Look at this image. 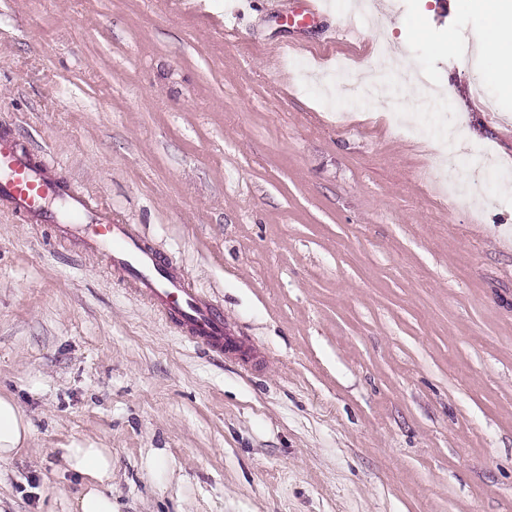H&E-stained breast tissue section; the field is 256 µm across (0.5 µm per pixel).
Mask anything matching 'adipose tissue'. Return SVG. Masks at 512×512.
I'll return each instance as SVG.
<instances>
[{
	"mask_svg": "<svg viewBox=\"0 0 512 512\" xmlns=\"http://www.w3.org/2000/svg\"><path fill=\"white\" fill-rule=\"evenodd\" d=\"M484 8L489 16L485 45L499 62L498 67L486 69L484 77L494 83L499 79L500 66L512 70V0H485ZM31 435L26 413L12 396L0 394V461L11 460L28 447ZM63 459L67 469L85 478L71 503V512H113L111 449L77 446L66 449Z\"/></svg>",
	"mask_w": 512,
	"mask_h": 512,
	"instance_id": "ef3b65f1",
	"label": "adipose tissue"
}]
</instances>
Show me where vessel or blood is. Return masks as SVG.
Masks as SVG:
<instances>
[{
	"label": "vessel or blood",
	"mask_w": 512,
	"mask_h": 512,
	"mask_svg": "<svg viewBox=\"0 0 512 512\" xmlns=\"http://www.w3.org/2000/svg\"><path fill=\"white\" fill-rule=\"evenodd\" d=\"M50 198L61 203V211L47 206ZM0 208L28 224L57 225L58 241L100 255L115 276L192 343L249 359L243 336L225 323L207 293L186 281L181 267L162 261L135 225L121 223L109 206L62 179L58 166L21 148L6 131L0 132Z\"/></svg>",
	"instance_id": "obj_1"
}]
</instances>
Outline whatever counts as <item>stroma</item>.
<instances>
[{"instance_id": "1", "label": "stroma", "mask_w": 512, "mask_h": 512, "mask_svg": "<svg viewBox=\"0 0 512 512\" xmlns=\"http://www.w3.org/2000/svg\"><path fill=\"white\" fill-rule=\"evenodd\" d=\"M0 0V125L137 225L253 343H189L104 261L0 211V392L32 442L0 512H70L63 454L112 451L116 512H512V94L474 0ZM398 47L411 119L351 87ZM498 164L449 203V128Z\"/></svg>"}]
</instances>
